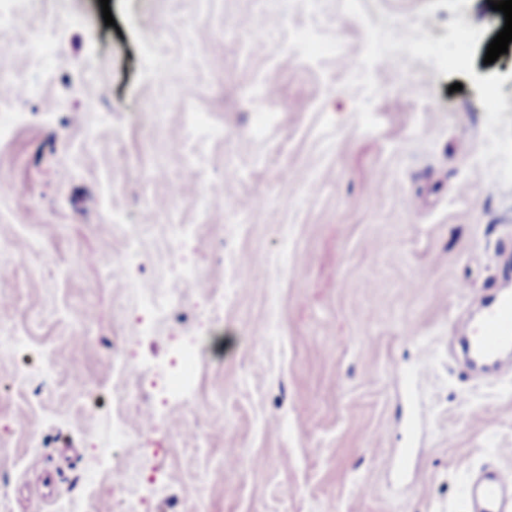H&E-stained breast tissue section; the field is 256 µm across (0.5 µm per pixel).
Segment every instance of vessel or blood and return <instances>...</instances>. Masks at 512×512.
Instances as JSON below:
<instances>
[{
    "mask_svg": "<svg viewBox=\"0 0 512 512\" xmlns=\"http://www.w3.org/2000/svg\"><path fill=\"white\" fill-rule=\"evenodd\" d=\"M467 364L498 369L512 354V294L484 305L463 349ZM465 512H512V470L499 468L473 477L467 486Z\"/></svg>",
    "mask_w": 512,
    "mask_h": 512,
    "instance_id": "obj_1",
    "label": "vessel or blood"
}]
</instances>
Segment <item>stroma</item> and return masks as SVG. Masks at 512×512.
<instances>
[{"instance_id": "35a3bbf8", "label": "stroma", "mask_w": 512, "mask_h": 512, "mask_svg": "<svg viewBox=\"0 0 512 512\" xmlns=\"http://www.w3.org/2000/svg\"><path fill=\"white\" fill-rule=\"evenodd\" d=\"M0 5L21 17L0 29V79L35 90L0 94V512H460L470 475L512 469V369L476 378L453 356L471 295L512 289V128L490 131L512 114V50L483 62L502 12L287 0L261 24L259 0H109V26L100 0ZM413 25L460 60L365 58L367 27ZM302 28L337 52L294 50ZM149 200L129 277L167 275L187 224L206 278L142 335L106 270ZM204 289L224 308L202 337ZM196 337V403L159 405ZM118 347L146 370L122 400Z\"/></svg>"}]
</instances>
